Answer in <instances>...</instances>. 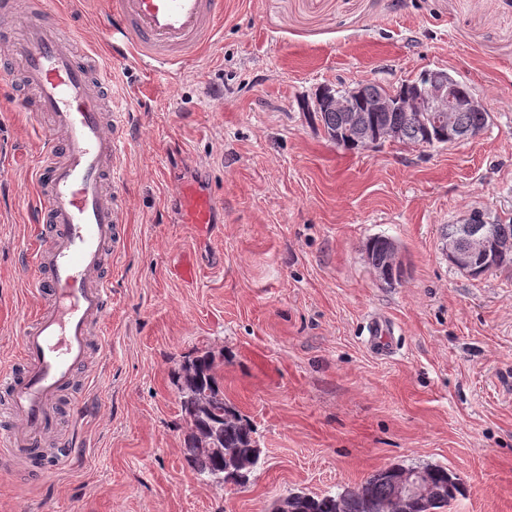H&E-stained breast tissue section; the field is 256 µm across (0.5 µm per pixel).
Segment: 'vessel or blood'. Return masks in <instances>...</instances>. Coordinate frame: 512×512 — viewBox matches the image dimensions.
I'll use <instances>...</instances> for the list:
<instances>
[{
  "mask_svg": "<svg viewBox=\"0 0 512 512\" xmlns=\"http://www.w3.org/2000/svg\"><path fill=\"white\" fill-rule=\"evenodd\" d=\"M52 0H34L26 34L0 35V58L19 61L36 97L28 109L50 113L51 148L37 166L35 221L48 225L36 251L41 271L34 286L49 299L21 337L20 370L0 374L14 425L0 434V453L27 461L54 432L57 402L88 356L91 330L109 315L110 296L97 276L104 255L120 244L118 207L123 182L112 173L124 152L119 125H105L103 94L86 63L43 23ZM224 0H112L102 26L112 57L173 72L211 41ZM184 221L208 226L219 208L200 183L184 187ZM366 331L379 354L390 351L389 322L370 318Z\"/></svg>",
  "mask_w": 512,
  "mask_h": 512,
  "instance_id": "obj_1",
  "label": "vessel or blood"
}]
</instances>
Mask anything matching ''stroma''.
<instances>
[{"mask_svg":"<svg viewBox=\"0 0 512 512\" xmlns=\"http://www.w3.org/2000/svg\"><path fill=\"white\" fill-rule=\"evenodd\" d=\"M108 0H61L62 31L126 125L110 313L57 418L82 446L62 468L0 458V512H272L288 492L338 493L394 465L440 464L465 493L447 512H512V271L450 265L442 230L473 211L512 223V0H224L206 53L174 78L113 60ZM444 69L491 114L476 137L345 150L303 107L323 88L387 87ZM0 86V371L41 298L33 167L48 117ZM202 181L224 208L181 221ZM394 240L400 282L362 250ZM394 326L376 354L364 326ZM209 352L256 428L246 484L184 458L177 364Z\"/></svg>","mask_w":512,"mask_h":512,"instance_id":"1","label":"stroma"}]
</instances>
